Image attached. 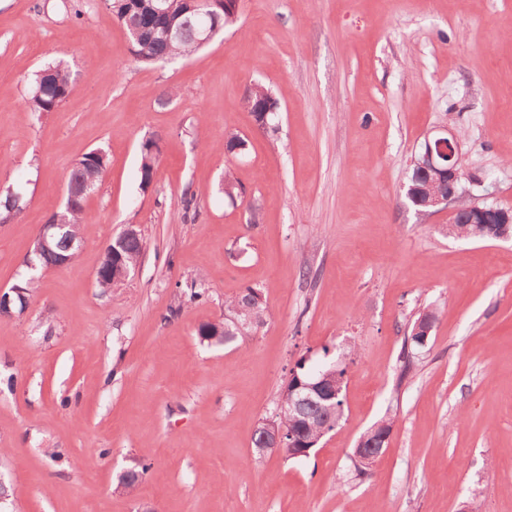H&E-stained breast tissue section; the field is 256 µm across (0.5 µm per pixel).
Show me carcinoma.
<instances>
[{"mask_svg":"<svg viewBox=\"0 0 512 512\" xmlns=\"http://www.w3.org/2000/svg\"><path fill=\"white\" fill-rule=\"evenodd\" d=\"M103 4L126 30L131 41L133 58L144 64H160L178 57H188L201 48L208 23L203 16L204 8L196 5L195 0H102ZM178 28L174 39H167L161 31L168 25ZM73 88V79L68 66L61 60L47 65L33 79L27 98V111L47 114L55 111L69 96ZM273 100V96L262 85L255 84L248 91L245 104L262 108ZM160 150V137L152 135L140 146V174L143 186L150 185L157 174ZM109 165V156L102 149H93L77 160L70 172L69 185L76 191L73 205L63 211L66 224L82 222L84 202L94 193ZM121 254L128 266L141 259L143 240L140 237L128 238L120 247ZM250 317L255 326L265 323L268 313L263 307L261 294L254 288H248L239 297L224 302V323L215 325L203 323L198 327V336L203 340L217 343H230L242 332L232 319L239 321ZM355 346L348 345L339 350L334 359L323 363L315 370L306 368L305 361L296 364L295 375L283 387L280 401L288 403V391L298 381L312 382L321 375L336 371V378L346 373V360L351 358ZM275 422L287 430L300 433L302 444L313 445L321 436L324 426V413L315 405H306L297 413H283ZM392 418L376 421L359 438L357 447L369 449L382 443L390 435Z\"/></svg>","mask_w":512,"mask_h":512,"instance_id":"obj_1","label":"carcinoma"}]
</instances>
